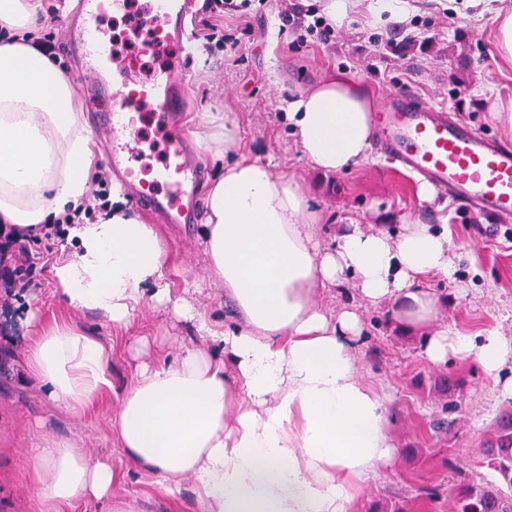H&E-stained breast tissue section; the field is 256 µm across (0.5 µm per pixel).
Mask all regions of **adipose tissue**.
I'll return each mask as SVG.
<instances>
[{"label": "adipose tissue", "instance_id": "1", "mask_svg": "<svg viewBox=\"0 0 512 512\" xmlns=\"http://www.w3.org/2000/svg\"><path fill=\"white\" fill-rule=\"evenodd\" d=\"M48 21L41 0H0V29L35 32ZM373 111L366 87L333 74L290 101L286 117L326 177L366 160ZM90 142L52 56L0 44V232L16 238L77 207L89 189ZM206 209L203 251L214 286L234 304V326L171 299L156 226L119 207L72 226L79 253H59L51 266L71 309L121 331L150 296L223 349L220 358L210 345L142 366L111 417L123 457L169 495L192 480L199 512H348L355 480L394 458L387 403L356 370L361 317L355 304L324 309V289L350 284L358 301L390 304L401 332L429 329L431 363L468 357L495 376L512 362V340L477 342L437 324L442 301L431 282L453 270L447 231L408 224L393 236L340 224L321 245L303 185L244 158L225 164ZM27 350L30 376L55 407L78 415L111 394V345L74 324H37ZM116 476L110 461L90 462L81 441H45L37 508L80 512L93 501L112 512Z\"/></svg>", "mask_w": 512, "mask_h": 512}]
</instances>
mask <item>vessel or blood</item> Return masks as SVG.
Instances as JSON below:
<instances>
[{"label": "vessel or blood", "instance_id": "b4317fda", "mask_svg": "<svg viewBox=\"0 0 512 512\" xmlns=\"http://www.w3.org/2000/svg\"><path fill=\"white\" fill-rule=\"evenodd\" d=\"M124 0H77L73 44L82 61V79L99 91L106 73L116 75L106 122L96 136L111 144L110 162L120 178L133 177L129 160L140 146L137 123L148 114L163 136L162 167L151 186L141 189L138 205L172 224H188L204 178V167L176 125L187 108L184 82L187 0H150L143 22L160 26L167 43L181 47L159 77L138 84L124 60L115 58L97 26L106 11H121ZM379 154L399 172L429 183L456 204L478 211L496 224L512 222V145L477 131L448 115L446 106L405 92H394L379 117Z\"/></svg>", "mask_w": 512, "mask_h": 512}]
</instances>
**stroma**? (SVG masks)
<instances>
[{
	"label": "stroma",
	"mask_w": 512,
	"mask_h": 512,
	"mask_svg": "<svg viewBox=\"0 0 512 512\" xmlns=\"http://www.w3.org/2000/svg\"><path fill=\"white\" fill-rule=\"evenodd\" d=\"M188 16L197 33L187 60L190 137H207L210 120L229 116L234 141L225 156L202 152L205 183L224 172L225 161L244 157L268 164L275 174L297 179L318 214L321 243L337 225L363 224L394 233L406 224L447 228L454 257L451 277L433 286L446 300L441 321L449 329L481 340L498 333L512 337V239L506 227L453 204L443 194L426 199L418 184L376 155L359 167L318 177L302 156L285 118L287 105L332 72H345L372 94L376 108L386 97L407 91L447 105L472 128L512 143V132L496 120L500 103L512 100V68L495 47L496 13L512 0H483L480 9L463 0H400L404 18L372 13L376 0H349L343 24L322 39L301 40L282 27V6L322 12V0H246L240 11L225 10L221 0H193ZM51 18L40 32L68 74L86 127L101 124L104 112L85 96L77 56L69 48L75 0H44ZM103 24L118 54L134 57L139 75L149 78L160 61L139 54V41L127 19L108 16ZM205 215L196 223L161 225L166 241L167 281L172 296L192 299L209 318L235 320L228 298L216 296L201 244ZM25 262L0 263V512H35L31 478L36 453L48 437L77 436L90 461L118 463L121 477L112 486V512H198L192 481L179 496H168L154 478L123 461L110 418L138 368L205 346L192 321L172 306L147 301L127 330L87 312L68 309L54 293L51 263L60 250L76 252L75 243L52 238L27 245ZM322 305L340 309L356 304L364 322L356 351L360 376L386 399L396 457L363 477L352 512H453L461 474L494 481L486 462L503 418L512 417V401L498 396L496 378L512 377V364L491 377L474 361L457 356L435 365L424 352L425 336L405 335L393 324L391 308L357 301L352 289L326 291ZM45 321L79 326L112 346V393L92 410L73 416L55 408L30 378L25 348L33 326L30 312ZM455 403L444 411L446 403ZM439 496L424 501L423 491Z\"/></svg>",
	"instance_id": "obj_1"
}]
</instances>
